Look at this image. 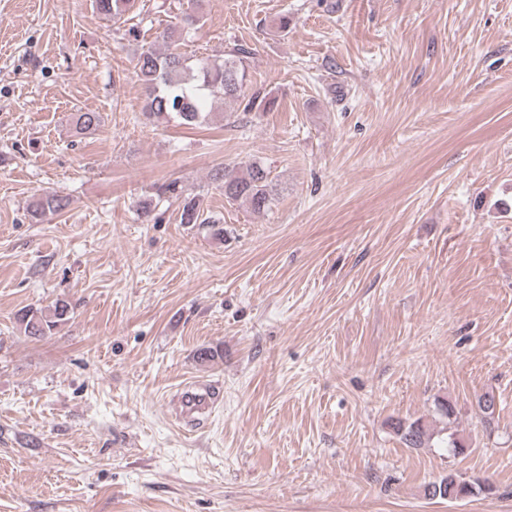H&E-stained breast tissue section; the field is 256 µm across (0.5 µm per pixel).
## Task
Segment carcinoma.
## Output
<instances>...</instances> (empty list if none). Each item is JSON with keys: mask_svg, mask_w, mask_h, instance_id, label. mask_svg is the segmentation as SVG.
<instances>
[{"mask_svg": "<svg viewBox=\"0 0 512 512\" xmlns=\"http://www.w3.org/2000/svg\"><path fill=\"white\" fill-rule=\"evenodd\" d=\"M95 2L97 10L114 24L128 25L132 20L130 12L135 6V0ZM200 21L201 16L196 11H182L174 15V22L155 36V42L163 44L164 50L159 51L151 45L140 52L135 73L146 94L144 110L148 118L157 121L174 119L188 128H196L208 122L209 103L237 100L243 94L247 77L246 61L251 55L249 49L240 46L220 59L190 56L180 51L182 25H195ZM275 103L276 98L268 93L254 94L245 103L243 111L257 109L267 112ZM74 119L75 128L79 131H89L100 124V116L96 112H77ZM212 180L224 191L227 202L238 203L257 213L270 208L275 200L270 172L258 162L250 163L241 175L232 169L218 168L212 174ZM168 194L180 196L177 182L171 181L158 187L155 200L144 203L140 216L146 220L157 219L155 210ZM67 206L66 197L57 193H43L33 200L31 216L40 223ZM179 220L182 224H209L215 235L223 234V229L218 227L220 219L205 213L203 200L197 195L183 197ZM70 314V303L58 299L46 309L30 307L19 311L16 322L24 335L40 338L55 334L60 326L69 321ZM393 429L408 448H427L434 441L437 447L447 449L454 456L467 450L466 444L452 433L434 440V433L420 419L409 423L399 420L394 423ZM442 483L446 484V492L437 496L433 494L431 498L457 501L485 489L478 481L447 483L443 477L436 481L438 485Z\"/></svg>", "mask_w": 512, "mask_h": 512, "instance_id": "obj_1", "label": "carcinoma"}]
</instances>
